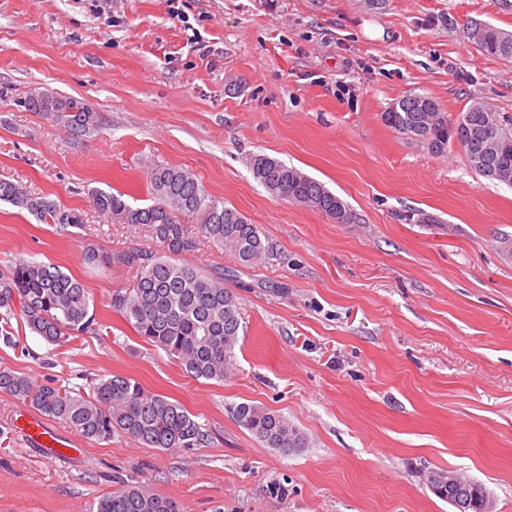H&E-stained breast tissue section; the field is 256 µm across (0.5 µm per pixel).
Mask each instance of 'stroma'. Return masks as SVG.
I'll return each mask as SVG.
<instances>
[{"label": "stroma", "mask_w": 512, "mask_h": 512, "mask_svg": "<svg viewBox=\"0 0 512 512\" xmlns=\"http://www.w3.org/2000/svg\"><path fill=\"white\" fill-rule=\"evenodd\" d=\"M512 31L499 0H0V180L76 212L60 229L0 202V266L59 267L94 299L96 332L58 347L20 318L0 322V371L88 393L117 373L180 403L208 433L197 448L95 442L58 419L73 451L53 457L16 425L29 403L0 393V512H90L145 484L183 512H455L427 486L452 468L512 512V186L473 173L461 151L428 153L385 125L403 96H433L456 119L481 99L512 120V60L462 32ZM44 87L83 99L98 131L72 140L27 111ZM266 154L323 182L350 223L281 200L252 176ZM190 169L259 225L272 254L240 265L200 239L187 262L224 270L240 299L236 370L188 377L111 307L149 227L114 224L91 192L150 198L151 163ZM432 216L429 224L420 215ZM277 410L308 437L263 447L232 408Z\"/></svg>", "instance_id": "obj_1"}]
</instances>
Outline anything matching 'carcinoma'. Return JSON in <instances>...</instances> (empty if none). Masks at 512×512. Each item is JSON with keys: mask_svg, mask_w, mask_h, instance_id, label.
<instances>
[{"mask_svg": "<svg viewBox=\"0 0 512 512\" xmlns=\"http://www.w3.org/2000/svg\"><path fill=\"white\" fill-rule=\"evenodd\" d=\"M399 103L405 111L383 113L384 123L409 137L421 132L422 146L433 155L448 153V113L439 102L428 94L413 93ZM24 105L31 112L52 116L75 139L97 128L96 112L79 98L61 97L47 89L30 94ZM481 107L482 102L475 101L460 116L469 118L472 127L483 125L487 113ZM248 165L254 179L272 195L331 218L339 216L343 224L350 222L349 206L297 167L265 154L251 155ZM149 194L152 203L136 207L123 200V194L103 190L94 191L92 200L99 213L115 223L151 228L160 252L103 256L89 249L88 258L106 266H137L133 282L112 292V307L138 336L162 349L188 376L222 382L232 374L243 330L239 301L224 288L223 273L210 276L181 259L197 246L187 224L200 225L202 236L231 252L244 266L269 258V243L258 225L224 206L186 168L154 164L149 171ZM0 201L63 228L78 223L76 214L32 194L20 183L0 180ZM91 306L93 299L85 286L55 266L18 259L0 271V309H5V317L19 315L30 333L51 345L61 346L94 331ZM0 392L29 401L42 414L70 424L89 440L108 442L122 434L160 449L195 448L208 440L194 415L128 376L99 378L82 395L0 371ZM233 413L267 448L288 455L306 445L305 434L276 410L240 403ZM92 512H181V507L137 484L101 496L93 502Z\"/></svg>", "mask_w": 512, "mask_h": 512, "instance_id": "1", "label": "carcinoma"}]
</instances>
